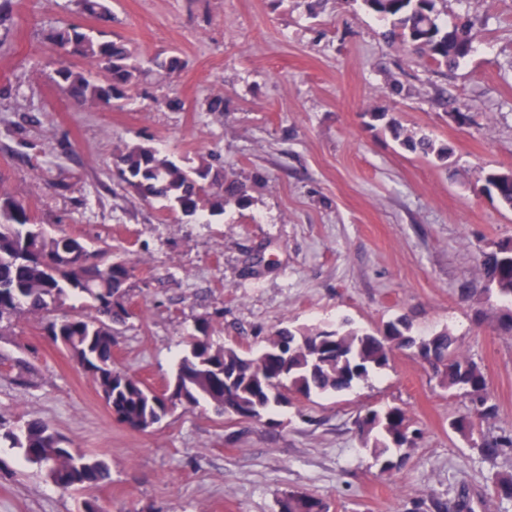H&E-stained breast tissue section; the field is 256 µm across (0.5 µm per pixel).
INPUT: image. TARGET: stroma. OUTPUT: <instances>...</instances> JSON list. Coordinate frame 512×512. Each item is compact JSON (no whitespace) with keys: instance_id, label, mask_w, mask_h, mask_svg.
Returning <instances> with one entry per match:
<instances>
[{"instance_id":"obj_1","label":"stroma","mask_w":512,"mask_h":512,"mask_svg":"<svg viewBox=\"0 0 512 512\" xmlns=\"http://www.w3.org/2000/svg\"><path fill=\"white\" fill-rule=\"evenodd\" d=\"M114 39L142 59L178 53L112 110L79 108L54 81L50 31L92 26L75 0H12L0 46V186L30 205L48 235L78 236L134 268L133 316L114 363L159 389L199 319L242 352L275 328L348 320L375 331L405 316L420 336L449 329L489 379L494 415L481 436L512 438V334L497 329L479 254L512 241V211L480 191L484 171L512 172V0H443L448 21L477 23L455 69L386 48L359 0H112ZM398 77L410 93L387 88ZM447 90L457 122L438 101ZM176 98L181 108L171 109ZM219 98L223 111L208 109ZM396 113L407 132L448 143V162L405 150L369 127ZM146 143L195 165L218 161L252 201L202 220L168 217L117 175L122 145ZM465 396L448 392L410 350L352 389L290 399L273 426L217 414L207 402L141 432L112 416L94 378L43 334L38 318L0 322V419L37 417L78 451L105 459L96 491L109 512H280L291 491L330 512H413L464 497L473 512H512L496 485L512 449L483 458L449 426ZM405 409L424 437L381 472L356 418ZM84 493L55 485L0 450V512H83Z\"/></svg>"}]
</instances>
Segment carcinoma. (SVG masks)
<instances>
[{"label": "carcinoma", "mask_w": 512, "mask_h": 512, "mask_svg": "<svg viewBox=\"0 0 512 512\" xmlns=\"http://www.w3.org/2000/svg\"><path fill=\"white\" fill-rule=\"evenodd\" d=\"M442 0H375L368 11L387 23L383 43L421 61L448 69L466 55L461 44L475 41V22L448 24L441 19ZM80 11L98 27L70 25L53 32V44L63 59L55 69L61 93L78 107L109 110L127 96L142 74V60L122 42L110 38L112 10L105 0H77ZM81 58L91 65L77 70L68 61ZM400 144L440 161L452 155L445 143L407 133L401 122L386 112H371ZM120 177L145 200H160L168 214L194 216L209 212L221 215L230 203L245 207L251 202L247 185L224 172L221 164L197 166L177 163L155 148L136 144L114 155ZM482 192L512 209V175L490 171L483 177ZM479 265L486 291L504 304L498 329L512 333V243H501L480 255ZM134 269L103 252L88 250L78 237L61 233L45 235L29 205L0 188V322L15 315L41 319L48 337H63L66 350L80 367L92 373L99 394L106 397L112 414L133 429H145L157 416L150 388L133 373L112 363L114 336L132 317L127 295ZM71 294L82 296L85 310L61 317L56 307ZM213 325L202 321L199 334L191 337L189 351L177 364L170 384L183 387L195 401L210 403L220 415H240L259 424L272 422L269 414L288 394L296 391L306 399L340 392L368 380L385 369L397 350L413 349L441 376L448 390L470 396L466 412L451 426L465 436L494 410L489 405V382L475 361L459 352L448 331L417 338L407 318L392 321L387 337L345 325L336 329L276 328L263 349L249 354L233 347H206ZM364 445L370 447L383 473L400 468L402 448H412L422 438L406 412L365 409L356 420ZM16 450L22 459L45 471L64 489L84 492L111 483V469L102 460L73 448L46 422L27 420L15 430L0 420V443ZM281 512H329L322 498L290 492L281 500Z\"/></svg>", "instance_id": "1"}]
</instances>
